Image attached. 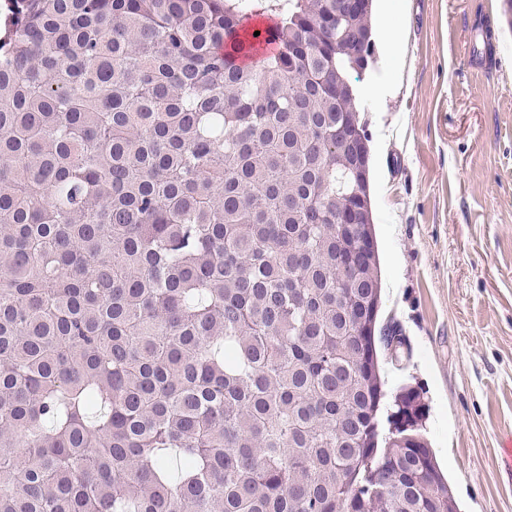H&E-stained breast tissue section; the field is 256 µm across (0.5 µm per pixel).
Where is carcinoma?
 <instances>
[{"label":"carcinoma","instance_id":"carcinoma-1","mask_svg":"<svg viewBox=\"0 0 512 512\" xmlns=\"http://www.w3.org/2000/svg\"><path fill=\"white\" fill-rule=\"evenodd\" d=\"M338 2L11 0L0 512H457L418 389L382 409L372 209L336 223Z\"/></svg>","mask_w":512,"mask_h":512}]
</instances>
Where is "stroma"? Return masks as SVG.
<instances>
[{
    "label": "stroma",
    "mask_w": 512,
    "mask_h": 512,
    "mask_svg": "<svg viewBox=\"0 0 512 512\" xmlns=\"http://www.w3.org/2000/svg\"><path fill=\"white\" fill-rule=\"evenodd\" d=\"M360 80L387 396L419 388L421 434L460 512H512V28L500 0H374Z\"/></svg>",
    "instance_id": "obj_1"
}]
</instances>
